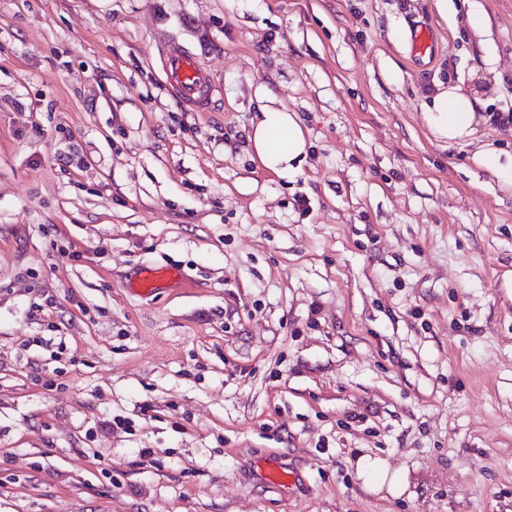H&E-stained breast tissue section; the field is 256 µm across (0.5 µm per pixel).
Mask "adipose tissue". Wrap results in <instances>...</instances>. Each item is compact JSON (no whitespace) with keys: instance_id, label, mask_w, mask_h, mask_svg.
Returning <instances> with one entry per match:
<instances>
[{"instance_id":"ef3b65f1","label":"adipose tissue","mask_w":512,"mask_h":512,"mask_svg":"<svg viewBox=\"0 0 512 512\" xmlns=\"http://www.w3.org/2000/svg\"><path fill=\"white\" fill-rule=\"evenodd\" d=\"M495 87L474 89L460 86H438L425 105L427 126L438 141L448 144H469L476 137L486 117L480 112L485 96L495 94ZM252 150L267 170L289 175L297 170L306 153V132L296 113L276 108H263L249 135ZM355 471L363 487L373 494L399 497L405 491L400 470L392 468L387 459L362 454L356 457Z\"/></svg>"}]
</instances>
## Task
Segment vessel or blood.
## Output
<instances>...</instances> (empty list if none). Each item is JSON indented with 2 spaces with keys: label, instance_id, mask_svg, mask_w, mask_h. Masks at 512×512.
I'll return each mask as SVG.
<instances>
[{
  "label": "vessel or blood",
  "instance_id": "1",
  "mask_svg": "<svg viewBox=\"0 0 512 512\" xmlns=\"http://www.w3.org/2000/svg\"><path fill=\"white\" fill-rule=\"evenodd\" d=\"M410 52L412 59L418 62L433 57L434 37L430 26H413L410 32ZM161 65L178 101L190 111H206L203 93L215 88V81L206 66L193 54L177 46L162 52Z\"/></svg>",
  "mask_w": 512,
  "mask_h": 512
}]
</instances>
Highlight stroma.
I'll return each instance as SVG.
<instances>
[{"label": "stroma", "mask_w": 512, "mask_h": 512, "mask_svg": "<svg viewBox=\"0 0 512 512\" xmlns=\"http://www.w3.org/2000/svg\"><path fill=\"white\" fill-rule=\"evenodd\" d=\"M483 77L511 109L512 0H0V512H512V126L424 118ZM261 89L296 175L254 157ZM410 52L415 62L433 58L434 37L430 26L425 23L413 26L410 32ZM161 65L166 80L176 93L178 101L192 112H209L202 93L215 90L210 71L193 54L178 46L165 49ZM497 85L464 89L461 86L439 85L425 105V120L431 134L438 141L448 144H469L476 137L481 124L488 117L479 106L484 96L495 94ZM253 153L267 170L289 175L297 171L307 147L306 132L294 112L264 107L249 135ZM357 478L370 493L399 497L405 491L401 471L392 468L387 459L368 454L358 455L353 462Z\"/></svg>", "instance_id": "1"}]
</instances>
